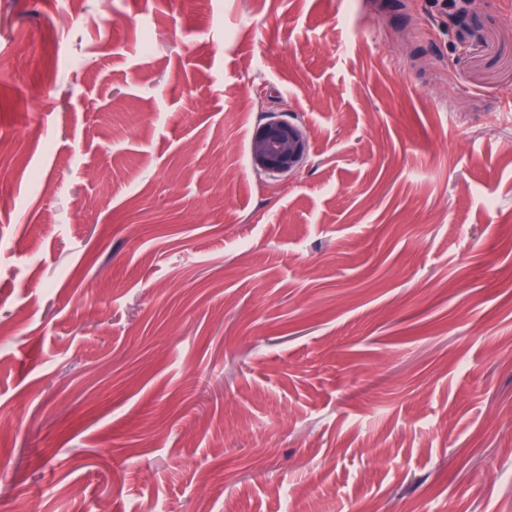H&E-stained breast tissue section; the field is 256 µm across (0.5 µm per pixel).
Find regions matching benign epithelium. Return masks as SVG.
I'll return each instance as SVG.
<instances>
[{
    "instance_id": "1",
    "label": "benign epithelium",
    "mask_w": 512,
    "mask_h": 512,
    "mask_svg": "<svg viewBox=\"0 0 512 512\" xmlns=\"http://www.w3.org/2000/svg\"><path fill=\"white\" fill-rule=\"evenodd\" d=\"M308 155L306 133L300 125L281 114L261 123L250 141L253 168L269 176L299 173Z\"/></svg>"
}]
</instances>
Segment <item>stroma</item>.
<instances>
[{
  "label": "stroma",
  "mask_w": 512,
  "mask_h": 512,
  "mask_svg": "<svg viewBox=\"0 0 512 512\" xmlns=\"http://www.w3.org/2000/svg\"><path fill=\"white\" fill-rule=\"evenodd\" d=\"M511 105L512 0H0V512H512ZM250 141L254 169L269 176L299 173L309 155L306 133L285 115L267 117Z\"/></svg>",
  "instance_id": "obj_1"
}]
</instances>
